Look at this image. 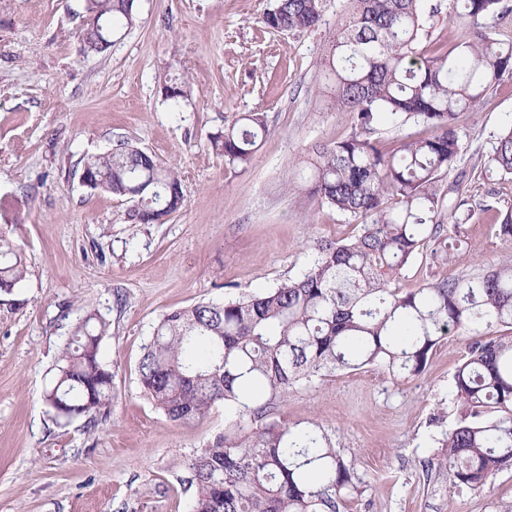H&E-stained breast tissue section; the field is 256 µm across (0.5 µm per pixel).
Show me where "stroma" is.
Wrapping results in <instances>:
<instances>
[{
    "mask_svg": "<svg viewBox=\"0 0 512 512\" xmlns=\"http://www.w3.org/2000/svg\"><path fill=\"white\" fill-rule=\"evenodd\" d=\"M274 0H135L137 20L107 51L76 32L85 0H0V212L22 201L11 236L27 276L0 292V512H190L188 462L224 428L223 407L192 425L169 421L142 394L138 364L158 318L201 301L257 294L299 276L317 240L352 235L354 218L319 206L286 177L312 146L346 137V114L316 107L319 62L345 7L327 0L318 28L263 23ZM186 96L172 105V78ZM239 112L269 132L252 163L227 165L210 136ZM512 126V79L456 129L452 170L471 193L512 208V182L487 179L499 132ZM120 140L174 168L183 206L162 224H133L128 203L82 184L81 158ZM469 250L418 256L396 286L486 270L512 254L491 221L469 225ZM110 323L101 358L115 398L106 421L53 424L43 403L53 365L86 310ZM458 336L436 345L422 374L374 366L299 386L274 409L315 422L353 459L362 492L348 512H512V466L482 490L431 469L457 418Z\"/></svg>",
    "mask_w": 512,
    "mask_h": 512,
    "instance_id": "35a3bbf8",
    "label": "stroma"
}]
</instances>
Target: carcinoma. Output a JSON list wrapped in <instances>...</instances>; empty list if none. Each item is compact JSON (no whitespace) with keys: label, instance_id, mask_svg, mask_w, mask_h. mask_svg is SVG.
<instances>
[{"label":"carcinoma","instance_id":"carcinoma-1","mask_svg":"<svg viewBox=\"0 0 512 512\" xmlns=\"http://www.w3.org/2000/svg\"><path fill=\"white\" fill-rule=\"evenodd\" d=\"M327 0H276L265 26L283 33L322 24ZM320 64V97L350 120L349 135L312 148L298 175L321 206L363 219L356 234L318 240L305 271L260 294L201 302L163 314L139 364L140 388L168 420L189 425L224 406V431L189 463L191 512H345L361 493L353 462L317 428L268 420L290 390L336 371L376 365L393 378L422 374L430 353L454 333L467 350L453 376L460 406L443 434L436 467L479 490L512 464V257L490 270L442 278L402 292L393 287L429 245L438 261L469 248L466 226L482 217L512 240V209L469 195L462 180L439 181L463 150L458 113L474 111L512 79V39L493 29L508 0H446L450 43L418 49L433 27L425 0H346ZM136 23L134 0H87L77 36L102 53ZM422 123L424 137L389 145L380 128ZM268 127L245 112L211 136L232 166L251 163ZM92 190L132 202L135 224H162L184 201L177 172L129 141L81 160ZM484 171L512 180V127L497 139ZM23 249L0 230V291L26 277ZM110 323L86 311L54 365L43 396L57 424L112 405V371L100 359Z\"/></svg>","mask_w":512,"mask_h":512}]
</instances>
